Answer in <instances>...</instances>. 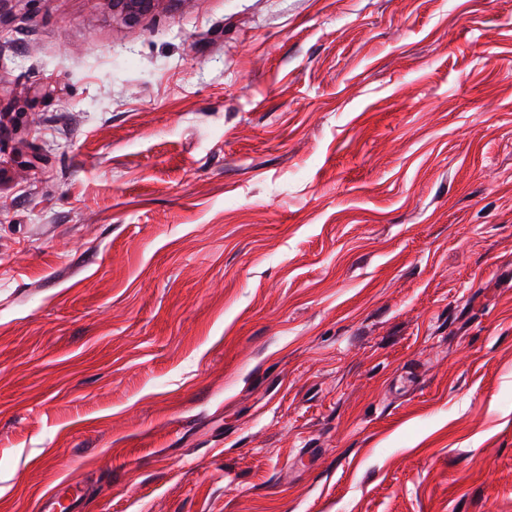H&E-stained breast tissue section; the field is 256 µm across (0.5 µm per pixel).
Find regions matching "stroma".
I'll use <instances>...</instances> for the list:
<instances>
[{
  "instance_id": "stroma-1",
  "label": "stroma",
  "mask_w": 512,
  "mask_h": 512,
  "mask_svg": "<svg viewBox=\"0 0 512 512\" xmlns=\"http://www.w3.org/2000/svg\"><path fill=\"white\" fill-rule=\"evenodd\" d=\"M0 17V512H512V0ZM83 494L69 485L54 490L43 498L41 512H78L82 506Z\"/></svg>"
}]
</instances>
